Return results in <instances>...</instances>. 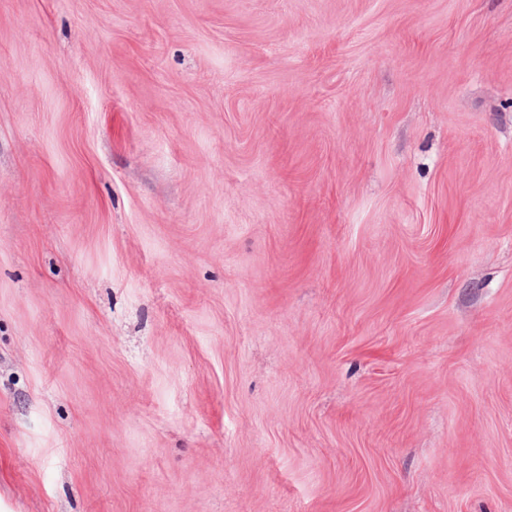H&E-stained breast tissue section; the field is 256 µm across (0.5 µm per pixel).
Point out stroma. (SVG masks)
<instances>
[{
  "label": "stroma",
  "instance_id": "obj_1",
  "mask_svg": "<svg viewBox=\"0 0 512 512\" xmlns=\"http://www.w3.org/2000/svg\"><path fill=\"white\" fill-rule=\"evenodd\" d=\"M0 512H512V0H0Z\"/></svg>",
  "mask_w": 512,
  "mask_h": 512
}]
</instances>
